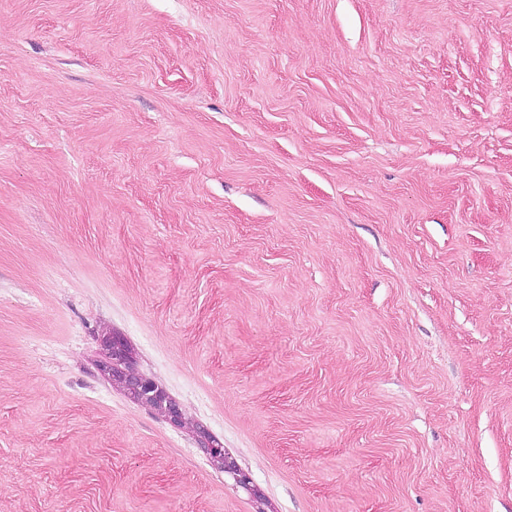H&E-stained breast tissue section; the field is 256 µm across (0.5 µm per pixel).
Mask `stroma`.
<instances>
[{"instance_id":"1","label":"stroma","mask_w":512,"mask_h":512,"mask_svg":"<svg viewBox=\"0 0 512 512\" xmlns=\"http://www.w3.org/2000/svg\"><path fill=\"white\" fill-rule=\"evenodd\" d=\"M0 512H512V0H0ZM108 349L109 363L105 369L113 383L120 384L136 401L154 409L174 425H182L183 413L179 405L162 388L130 367V352L120 336L103 337ZM205 441L203 442V448L208 456H210L213 461L220 464L221 468L224 469V472H229L235 479V481L242 487L247 488L249 485V478L248 476L239 470L237 466L234 463H229L227 461V458L224 454V448L222 443L211 437V436H205Z\"/></svg>"}]
</instances>
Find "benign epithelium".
<instances>
[{
  "mask_svg": "<svg viewBox=\"0 0 512 512\" xmlns=\"http://www.w3.org/2000/svg\"><path fill=\"white\" fill-rule=\"evenodd\" d=\"M103 342L108 349L109 363L107 372L112 382L124 387L136 401L154 409L167 421L174 425L183 423V413L179 405L162 388L149 378H146L130 367V352L124 340L119 336L107 335ZM203 448L213 461L220 464L224 471L233 476L242 487L249 485L248 476L239 470L233 463L227 461L222 449V443L211 437L205 436Z\"/></svg>",
  "mask_w": 512,
  "mask_h": 512,
  "instance_id": "7a95c632",
  "label": "benign epithelium"
}]
</instances>
